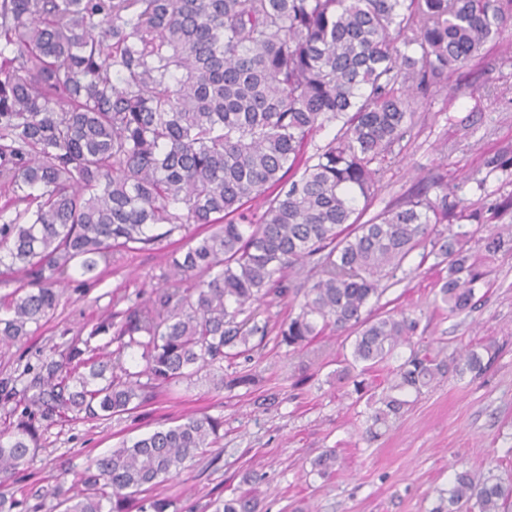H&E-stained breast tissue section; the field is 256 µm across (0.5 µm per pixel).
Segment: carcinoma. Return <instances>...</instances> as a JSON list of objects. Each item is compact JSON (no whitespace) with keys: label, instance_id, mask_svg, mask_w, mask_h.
Segmentation results:
<instances>
[{"label":"carcinoma","instance_id":"cac0c4a2","mask_svg":"<svg viewBox=\"0 0 512 512\" xmlns=\"http://www.w3.org/2000/svg\"><path fill=\"white\" fill-rule=\"evenodd\" d=\"M511 24L512 0H0V267L24 280L0 317V344L53 317L70 271L96 281L115 254L199 228L151 303L71 340L24 384V407L0 434V512H24L10 485L42 431L124 414L253 351V335L267 334L247 327L255 304L303 297L278 324V343L294 351L329 326L351 338L336 376L371 409L370 438L448 373L481 375L477 351L440 359L413 342L416 319L368 306L429 245L448 270L441 303L469 308L481 273L468 233L438 226L475 220L488 253L512 251V234L494 225L512 196L467 214L441 183L433 197L362 216L417 112L415 91L444 89L448 70ZM330 125L332 139L309 152ZM483 166L506 171L512 152ZM306 267L311 284L295 283ZM98 336L115 348L92 345ZM376 366L388 368L379 396L364 378ZM222 425L189 416L123 441L50 495L61 512H168L170 499L139 494L179 478ZM337 462L328 450L312 472ZM209 506L257 512L258 502L246 493ZM511 506V481L461 470L435 512Z\"/></svg>","mask_w":512,"mask_h":512}]
</instances>
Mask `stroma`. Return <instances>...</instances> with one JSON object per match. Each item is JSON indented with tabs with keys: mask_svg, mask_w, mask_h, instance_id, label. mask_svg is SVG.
I'll list each match as a JSON object with an SVG mask.
<instances>
[{
	"mask_svg": "<svg viewBox=\"0 0 512 512\" xmlns=\"http://www.w3.org/2000/svg\"><path fill=\"white\" fill-rule=\"evenodd\" d=\"M416 101L419 110L400 154L385 165L370 213L439 177L448 184L449 202L467 207L512 195V172H494L480 187L474 182L487 157L512 150V29L488 44L481 59L450 71L447 90L418 93ZM463 228L483 274L472 308L451 315L434 305L447 271L419 250L371 308L412 313L419 320L416 340L445 356L491 346L492 360L482 376L448 374L415 398L389 430L367 440L365 406L353 404L336 378L344 337L328 331L292 352L270 334L250 355L224 361V377L248 373L250 385L215 389L208 368L132 412L43 431L25 479L13 486L17 498L38 512H56L47 491L62 470L83 471L90 459L121 441L196 413L221 419L223 437L162 488L173 501L168 512H188L190 506L251 490L258 512H431L455 469L512 481V253L488 256L484 227L467 221ZM195 234V225H188L155 250L116 255L98 280L77 275L66 280L61 304L46 325L0 345V382L37 369L113 311L149 300L168 279L172 253ZM328 449L338 456L335 473L311 474L312 461ZM255 473L263 482L246 483Z\"/></svg>",
	"mask_w": 512,
	"mask_h": 512,
	"instance_id": "35a3bbf8",
	"label": "stroma"
}]
</instances>
